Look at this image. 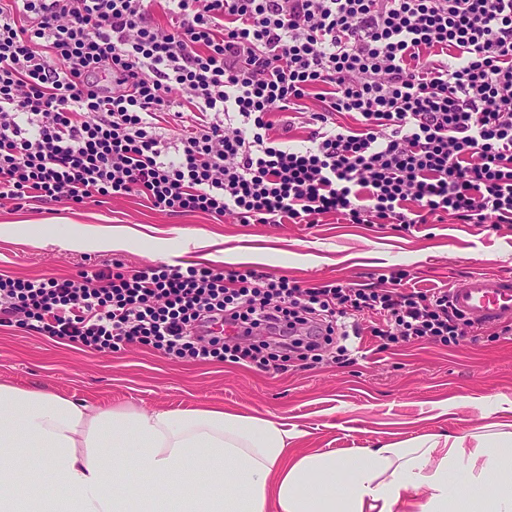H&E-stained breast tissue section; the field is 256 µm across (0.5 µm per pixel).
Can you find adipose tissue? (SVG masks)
Listing matches in <instances>:
<instances>
[{
	"mask_svg": "<svg viewBox=\"0 0 512 512\" xmlns=\"http://www.w3.org/2000/svg\"><path fill=\"white\" fill-rule=\"evenodd\" d=\"M295 437L277 415L101 409L0 383V512H459L463 501L512 512V431L425 435L349 457H289ZM26 447L44 449L52 486L17 490Z\"/></svg>",
	"mask_w": 512,
	"mask_h": 512,
	"instance_id": "1",
	"label": "adipose tissue"
}]
</instances>
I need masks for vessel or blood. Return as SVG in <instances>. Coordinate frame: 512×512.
Here are the masks:
<instances>
[{
    "mask_svg": "<svg viewBox=\"0 0 512 512\" xmlns=\"http://www.w3.org/2000/svg\"><path fill=\"white\" fill-rule=\"evenodd\" d=\"M451 306L470 321L498 325L512 321V279L493 275L469 276L448 292Z\"/></svg>",
    "mask_w": 512,
    "mask_h": 512,
    "instance_id": "b4317fda",
    "label": "vessel or blood"
}]
</instances>
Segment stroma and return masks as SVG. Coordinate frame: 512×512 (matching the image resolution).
Wrapping results in <instances>:
<instances>
[{
    "label": "stroma",
    "mask_w": 512,
    "mask_h": 512,
    "mask_svg": "<svg viewBox=\"0 0 512 512\" xmlns=\"http://www.w3.org/2000/svg\"><path fill=\"white\" fill-rule=\"evenodd\" d=\"M124 226L136 230L125 249L73 250L62 238ZM253 268L306 284L340 279L381 285L406 273L420 289L445 288L469 275L512 276V227L493 230L446 220L406 233L384 224H344L329 216L302 224H245L154 210L139 196L104 198L76 208L28 200L0 207V275L53 277L121 261L127 270L166 263L221 271L232 256ZM319 360H292L285 371L229 361L175 360L135 344L91 351L16 326L0 325V382L50 388L92 405L187 409L201 403L228 411L283 417L299 438L290 453L350 456L427 434L512 431V335L485 327L478 341L446 347L384 345L369 321Z\"/></svg>",
    "instance_id": "35a3bbf8"
}]
</instances>
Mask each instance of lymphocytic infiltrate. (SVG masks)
Segmentation results:
<instances>
[{"instance_id":"1","label":"lymphocytic infiltrate","mask_w":512,"mask_h":512,"mask_svg":"<svg viewBox=\"0 0 512 512\" xmlns=\"http://www.w3.org/2000/svg\"><path fill=\"white\" fill-rule=\"evenodd\" d=\"M152 2L0 0L1 202L137 195L247 224H512V0H164L165 26ZM402 281L116 261L1 276L0 324L261 370L308 359L339 320L367 314L389 343L459 345L447 289ZM258 329L267 340L240 345Z\"/></svg>"}]
</instances>
